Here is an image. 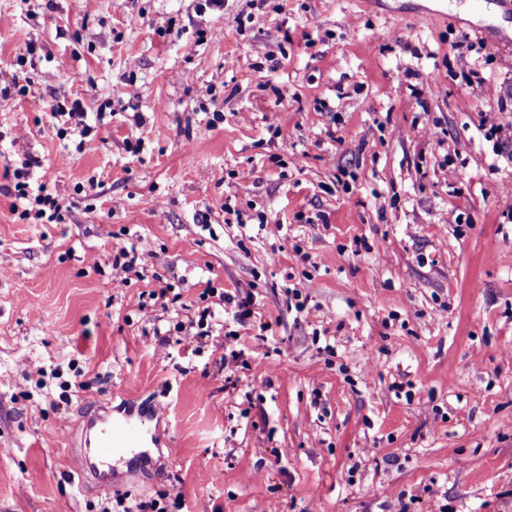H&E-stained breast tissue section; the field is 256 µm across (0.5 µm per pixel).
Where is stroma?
Instances as JSON below:
<instances>
[{
    "instance_id": "obj_1",
    "label": "stroma",
    "mask_w": 512,
    "mask_h": 512,
    "mask_svg": "<svg viewBox=\"0 0 512 512\" xmlns=\"http://www.w3.org/2000/svg\"><path fill=\"white\" fill-rule=\"evenodd\" d=\"M198 3L0 0V56L36 49L0 74V512H512V0ZM23 166L61 223L13 212ZM118 239L157 279L108 287ZM163 281L252 296L233 377L218 298L159 348ZM110 408L150 461L104 483ZM193 315H196V311H193ZM213 314L210 306L198 307L197 315L195 317L186 316L187 320H180L179 313L175 318V323L165 331L156 329L154 335L157 336L158 344L161 347L166 348L170 345L171 338L176 337L175 341L178 344L188 341V345L192 343L191 339L198 338L199 336H206L209 328L208 318H212ZM171 321V322H173ZM192 329H197L195 333H191ZM191 336V337H190ZM144 416L136 419L133 413L114 417L100 416L91 428L98 427L94 443L87 442L88 467L97 479L108 480L112 476V460L133 448H145L147 431Z\"/></svg>"
}]
</instances>
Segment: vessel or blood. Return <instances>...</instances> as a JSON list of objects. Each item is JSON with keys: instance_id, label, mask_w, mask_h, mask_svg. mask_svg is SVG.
Listing matches in <instances>:
<instances>
[{"instance_id": "b4317fda", "label": "vessel or blood", "mask_w": 512, "mask_h": 512, "mask_svg": "<svg viewBox=\"0 0 512 512\" xmlns=\"http://www.w3.org/2000/svg\"><path fill=\"white\" fill-rule=\"evenodd\" d=\"M95 425L98 434L87 448L88 467L95 478L106 480L112 475L113 459L131 449L144 447L147 431L144 419L134 418L129 413L119 417L100 416Z\"/></svg>"}]
</instances>
